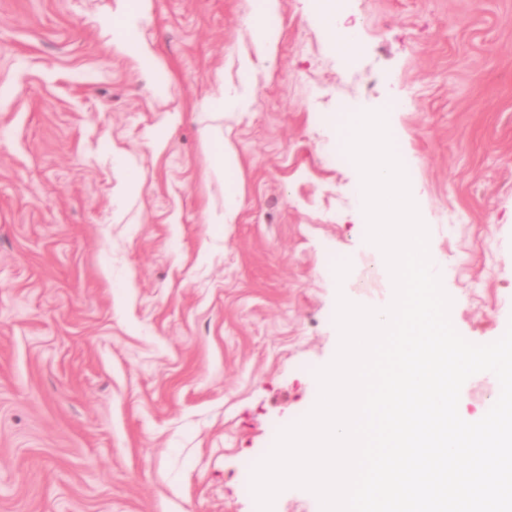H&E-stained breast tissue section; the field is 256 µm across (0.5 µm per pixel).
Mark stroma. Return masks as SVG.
<instances>
[{"instance_id":"stroma-1","label":"stroma","mask_w":512,"mask_h":512,"mask_svg":"<svg viewBox=\"0 0 512 512\" xmlns=\"http://www.w3.org/2000/svg\"><path fill=\"white\" fill-rule=\"evenodd\" d=\"M139 9L148 69L113 46ZM254 11L0 0V512H257L245 486L317 401L338 295L393 296L341 111L406 103L451 321L477 344L512 324V0H349L345 69L307 0L269 17V61ZM499 393L471 376L461 417Z\"/></svg>"}]
</instances>
